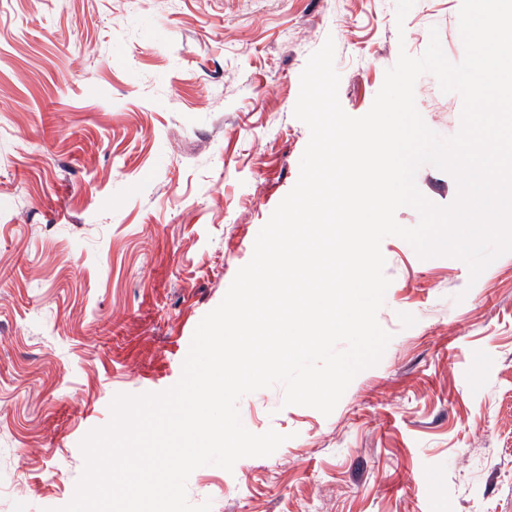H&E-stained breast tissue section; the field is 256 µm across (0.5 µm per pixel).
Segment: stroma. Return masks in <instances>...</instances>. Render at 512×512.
<instances>
[{"label": "stroma", "mask_w": 512, "mask_h": 512, "mask_svg": "<svg viewBox=\"0 0 512 512\" xmlns=\"http://www.w3.org/2000/svg\"><path fill=\"white\" fill-rule=\"evenodd\" d=\"M462 0H0V512H61L81 443L116 396L181 378L194 331L299 177L300 75L336 47L339 100L365 115L400 51L438 31L460 62ZM425 124L463 101L426 73ZM432 203L452 174L422 166ZM391 340L330 415L241 397L270 456L205 465L212 512H512V252L478 279L449 256L381 243Z\"/></svg>", "instance_id": "stroma-1"}]
</instances>
